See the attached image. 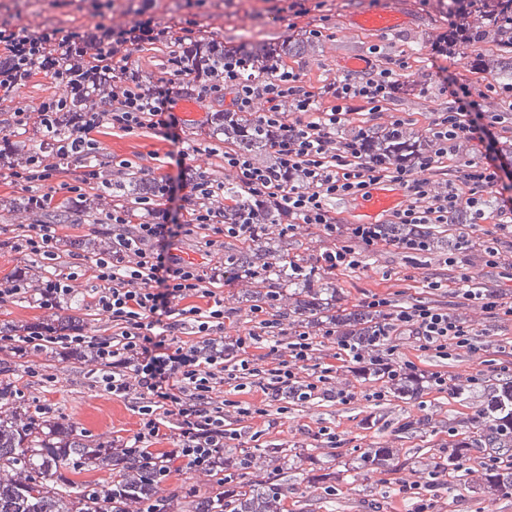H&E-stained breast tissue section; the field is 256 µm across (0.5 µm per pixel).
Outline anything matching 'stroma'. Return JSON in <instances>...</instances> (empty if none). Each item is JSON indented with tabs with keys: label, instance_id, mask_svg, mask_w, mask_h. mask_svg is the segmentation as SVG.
Listing matches in <instances>:
<instances>
[{
	"label": "stroma",
	"instance_id": "obj_1",
	"mask_svg": "<svg viewBox=\"0 0 512 512\" xmlns=\"http://www.w3.org/2000/svg\"><path fill=\"white\" fill-rule=\"evenodd\" d=\"M146 9L154 22L174 28L191 27L193 31L224 43L237 45L248 39L276 42L284 39H305L308 30L322 28L320 39L311 42L306 53L285 58V65L299 70L308 86L319 87L325 77L351 72V62L369 56L372 46H379L382 55H403L411 69L409 88L396 95L392 111L406 113L414 135H421L432 108L445 100L440 85L434 79L438 70L463 77L472 91L482 90L486 74L471 50L456 48L440 52L438 45L448 35V17L436 10L432 0H301L299 16L281 11L278 0H105L101 9H92L89 0H0V24L26 28L37 33L46 29L68 34L78 28L98 25H124L137 20L139 9ZM387 8L405 16L403 25L389 32L352 28L353 15L361 10ZM60 87L44 72H36L21 88L9 96L0 95V141L22 147L40 144L47 133L40 126L22 130L14 124L18 110H35L42 102L59 98ZM178 101L195 103V116H186L177 108L171 112L166 126L143 128L131 132L104 125L91 136L100 147L104 173L119 178L118 162H125L148 180L165 183V196L156 198L152 207L178 223H187L195 198L191 188L200 174L220 178L224 175L222 141L214 137L215 126L210 118L231 105L230 99L200 98L196 94L178 92ZM22 185L11 178L0 177V289L9 287L16 271H23L31 286L48 278L69 273L80 265L81 275L75 283L72 301L64 306L63 314L76 318L77 326L88 336H110L118 328L107 316L101 315L91 299L97 285L93 268V251L88 241L107 242L112 227L106 224L103 211L76 213L56 227V258L49 261L12 249V237L21 235L29 225L45 223L40 214L11 209V201L21 198ZM491 224L461 227L469 236L474 250L466 263L476 272L486 287L512 297V274L502 268L482 264L477 252ZM331 240L320 229L309 224L281 239L285 253L297 259L314 258L330 248ZM238 240L217 230H199L180 235L174 242L178 258L192 257L203 269L223 268L224 254L238 249ZM365 265L356 271L344 272L332 284L347 307L364 306L371 294L389 295L393 303L404 305L424 298L448 308L449 312L472 324L479 332V350L475 353L452 355L443 359L434 352L421 351L419 341L411 333L395 339V358L414 362L419 369L441 370L449 377L476 376L473 397L462 399L453 391L425 390L408 400L384 397L371 400L374 385L353 379L346 374V364L337 357L331 343L319 344L316 353L318 368H331L336 387L353 389L355 397L349 403L331 399L318 404L291 405L285 401L269 402L264 415L240 417L234 404L256 401L262 396V376L244 379L242 390L224 385L213 394L216 401L225 402L224 423L237 430L235 448L250 452L257 448H288L295 454L314 455L318 468L344 471L352 463L356 449L367 448L378 438L390 437L397 423L424 417L428 426L414 438L402 441L406 462L388 476L368 469L357 472L354 483L343 485L344 494L358 499L359 507L352 512H369L365 501L378 499L381 512L390 507L401 485L417 480L420 462L437 461L440 450L449 442L448 432L474 430L478 427L477 396L487 384L512 368V324L495 321L486 312L462 303L455 293L456 273L444 262L442 254L415 256L384 244L365 248ZM441 280L440 290L428 289V279ZM213 296L224 299V328L213 331V338L245 335L254 326L253 313L244 297L243 284L216 282ZM98 366L93 360H66L49 348H28L25 355H14L9 345L0 346V383L22 391L31 407L45 408L51 420L64 419L75 423L87 434L105 437L115 443H130L141 429L140 417L133 401L108 393L97 382ZM376 414L380 428L365 429L363 420ZM336 433L335 443L315 440L320 428ZM284 498L285 512H328L317 482L306 476L289 477Z\"/></svg>",
	"mask_w": 512,
	"mask_h": 512
}]
</instances>
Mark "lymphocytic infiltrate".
Masks as SVG:
<instances>
[{
    "label": "lymphocytic infiltrate",
    "mask_w": 512,
    "mask_h": 512,
    "mask_svg": "<svg viewBox=\"0 0 512 512\" xmlns=\"http://www.w3.org/2000/svg\"><path fill=\"white\" fill-rule=\"evenodd\" d=\"M175 40L170 27L148 19L120 27L100 26L93 31L78 29L61 38L52 31L31 34L23 27L0 26V87L19 88L33 69L40 68L50 73L64 92L63 97L42 103L35 112H16L17 128H26L35 121L52 132L60 113L67 111L69 100L80 103L69 119V134L53 136L49 144L53 161L30 157L23 167L5 168V175L23 182L25 192L32 194L38 206L44 205L46 198L34 192L33 182L59 174L61 161L71 157L85 161L82 184L111 188V180L105 178L97 162L99 147L90 133L103 125L124 131L156 126L170 99L130 64V51L145 43ZM169 63L171 76L182 83L197 84L199 96L231 94L233 111L255 112V99L265 100V109L255 114L259 123L277 131L270 146L273 164L261 166L247 155L228 151L224 168L233 172L251 195L287 215L288 222L280 226V234L293 232L299 224H311L334 240V247L316 259L323 271L360 268L362 247L378 242L377 225L341 223L332 204L357 197L380 182L401 186L408 197L405 207L387 216V223L489 221L495 224L499 239L512 238V170L502 163L499 134L507 116L485 110L462 79L440 78L442 92L449 95L448 106L434 109L422 135V152L405 165L387 157L379 160L368 153L371 121H381L383 128L394 134L408 129V118L388 109L408 69L402 56L368 61L362 75L328 77L314 90L308 89L300 71L291 67L277 68L272 76L261 79L244 75L236 65L229 64L218 74L199 78L190 57L176 52ZM102 94L110 102L109 109L100 110L93 104ZM358 112L368 114L369 124L360 127L354 136H342L350 115ZM477 144L485 146L484 154L473 155ZM445 164L453 166L457 176L446 190H434L430 176ZM195 190L192 221L198 229L220 223L230 236L257 237L253 214L239 213L234 223L227 225L209 207V200L223 193V184L202 175ZM492 198L500 202L494 213L487 206ZM179 234V229L170 225L148 222L139 225L137 236H119V248L111 256L95 258L99 283L95 305L101 314L121 323L119 334L94 338L72 332L51 337L50 342L63 351H90L100 366L101 383L113 395L126 398L137 394L144 435L158 433L157 410L175 416L178 446L172 454L201 470L212 464L217 448L235 436L234 431L225 428L224 409L212 397L216 386L240 375L255 374L256 369L247 358L240 359L234 369H226L220 351L205 356L193 347L168 349L169 333L180 327L190 324L206 334L224 324V301L220 298L204 316L192 308L175 309V301L187 295L209 294L216 281L215 276L184 264L175 255L155 251L158 243L173 246ZM456 285L462 299L480 303L484 311L500 320H512V303L502 301L472 273H461ZM368 306L386 312L384 354L371 355L346 342L339 348L356 362L378 367L389 382H402L416 370L413 362L393 357L392 341L402 332L415 333L421 350L440 358L452 351L470 353L476 348L472 328L435 304L419 300L395 307L389 297L375 293ZM163 315L169 321L161 326L156 319ZM254 319V329L233 338L232 344L245 350L269 342L266 381L261 386L267 400L294 386L300 387L307 400L329 384L328 371H309L315 348L307 332H287L281 319L259 310ZM283 335L289 341L282 351L275 340Z\"/></svg>",
    "instance_id": "lymphocytic-infiltrate-1"
}]
</instances>
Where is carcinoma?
Wrapping results in <instances>:
<instances>
[{"label":"carcinoma","mask_w":512,"mask_h":512,"mask_svg":"<svg viewBox=\"0 0 512 512\" xmlns=\"http://www.w3.org/2000/svg\"><path fill=\"white\" fill-rule=\"evenodd\" d=\"M448 17L463 15L488 16L497 24L498 34L484 39L473 35L463 44L476 51L491 43L495 52L479 55L481 64L497 78L512 81V0H434ZM217 54L202 52L197 63L207 72L223 66L227 58L242 66L244 73L263 74L274 69L284 57L305 49L301 42L284 40L271 43L257 40L243 52L228 51L219 41L202 38ZM224 143L236 151L249 154L260 164L273 161L270 142L276 130L262 125L247 112L232 114L216 127ZM422 140L405 134L391 138L384 129L371 139L370 153L387 150L395 160L409 164L421 151ZM144 179L132 171L113 185L116 203L131 194L139 198L153 196L142 191ZM224 198L236 204L224 208V219H233L235 210L255 211L254 223L264 231L276 227V210L264 208L249 194H241L230 182L224 183ZM414 237L424 241L428 253L449 250L456 235L433 224L418 226L382 225L381 240L395 236ZM277 238L270 235L245 240L242 247L230 253L224 262V279L250 284L246 297L251 307L270 308L292 323L307 329L322 325L336 327L337 336L351 343L368 345L377 338L382 316L363 310H349L339 304L336 289L310 288L311 275L298 271L297 260L275 247ZM351 374L361 381L383 383L397 399L417 397L426 387L418 376L399 385L386 383L383 376L355 363ZM482 427L448 445L446 455L439 457L434 473L448 476V483L472 488L483 500L512 497V378L503 379L483 394L478 407ZM395 439L376 443L374 448H359L356 460L362 468L391 473L402 465L403 449L393 446ZM494 453L502 465L494 470L482 468L474 451ZM243 458L235 448H220L216 465L207 469L213 483L221 487L205 497L192 500V512H284V489L268 476L247 477ZM171 460L146 448L123 451L110 440L91 438L78 427L46 420L30 408L9 397L0 389V512H183L177 493L164 494L162 482L169 472ZM99 471L107 478L94 482H76L67 473Z\"/></svg>","instance_id":"1"}]
</instances>
